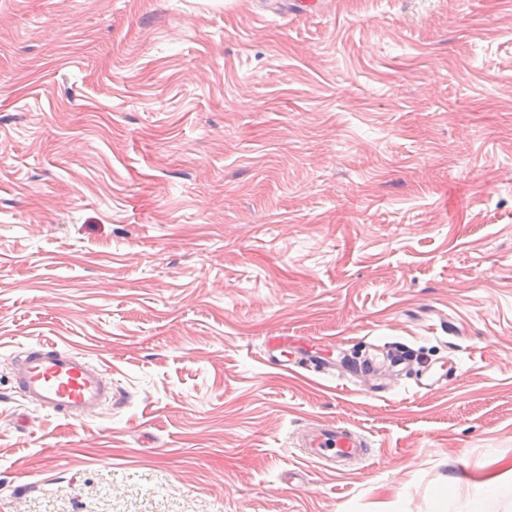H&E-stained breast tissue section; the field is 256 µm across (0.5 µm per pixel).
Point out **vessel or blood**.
<instances>
[{"label":"vessel or blood","mask_w":512,"mask_h":512,"mask_svg":"<svg viewBox=\"0 0 512 512\" xmlns=\"http://www.w3.org/2000/svg\"><path fill=\"white\" fill-rule=\"evenodd\" d=\"M346 373L376 390L403 377L412 379L423 394L431 393L440 383L437 373L414 368L411 354L398 347L384 359L351 363ZM11 380L15 393L27 405L75 422L118 408L128 397L113 384L103 364L49 340L23 347L13 360ZM296 446L309 460L340 471L360 466L375 451L365 433L340 423H309L299 429Z\"/></svg>","instance_id":"1"}]
</instances>
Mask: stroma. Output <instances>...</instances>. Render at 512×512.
<instances>
[{
  "label": "stroma",
  "instance_id": "obj_1",
  "mask_svg": "<svg viewBox=\"0 0 512 512\" xmlns=\"http://www.w3.org/2000/svg\"><path fill=\"white\" fill-rule=\"evenodd\" d=\"M279 334L459 375L373 393ZM40 340L130 403L33 410ZM313 420L374 456L303 460ZM496 474L512 512V0H0V512H473Z\"/></svg>",
  "mask_w": 512,
  "mask_h": 512
}]
</instances>
